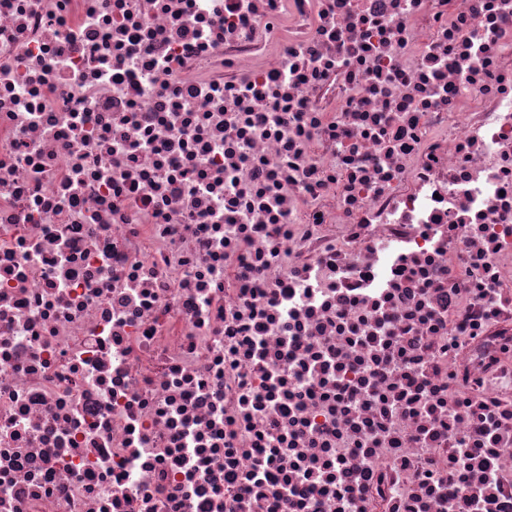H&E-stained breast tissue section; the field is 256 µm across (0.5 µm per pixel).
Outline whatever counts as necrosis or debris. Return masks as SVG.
Masks as SVG:
<instances>
[{
    "instance_id": "obj_1",
    "label": "necrosis or debris",
    "mask_w": 512,
    "mask_h": 512,
    "mask_svg": "<svg viewBox=\"0 0 512 512\" xmlns=\"http://www.w3.org/2000/svg\"><path fill=\"white\" fill-rule=\"evenodd\" d=\"M0 512H512V0H0Z\"/></svg>"
}]
</instances>
